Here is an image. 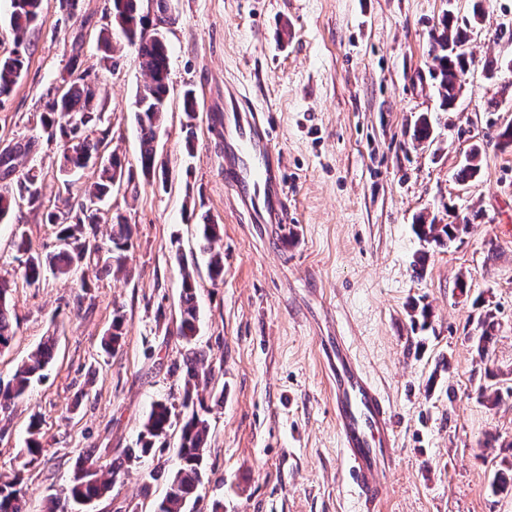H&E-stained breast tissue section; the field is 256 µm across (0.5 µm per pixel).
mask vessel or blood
<instances>
[{"mask_svg": "<svg viewBox=\"0 0 512 512\" xmlns=\"http://www.w3.org/2000/svg\"><path fill=\"white\" fill-rule=\"evenodd\" d=\"M224 146V182L254 224H284L281 156L271 125L239 89L224 92V116L215 128ZM335 393L336 427L349 477L360 498L377 506L393 465L395 424L375 382L352 357L344 336L327 348Z\"/></svg>", "mask_w": 512, "mask_h": 512, "instance_id": "vessel-or-blood-1", "label": "vessel or blood"}]
</instances>
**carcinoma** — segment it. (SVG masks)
<instances>
[{"mask_svg": "<svg viewBox=\"0 0 512 512\" xmlns=\"http://www.w3.org/2000/svg\"><path fill=\"white\" fill-rule=\"evenodd\" d=\"M107 12L111 28L118 30L126 44L135 49L147 81L135 96V120L140 138L139 168L141 175L161 183L167 182V170L158 161L157 136L167 109L169 93V54L164 36L158 31H149L146 16L141 14L140 0H107ZM42 0H11L9 26L16 39L21 40L35 27L41 15ZM442 31L434 38L431 55L434 72L442 91L443 104L451 107L457 100L456 80L469 64L466 54L450 55L445 46L464 44L468 32L454 24L452 13H446L442 20ZM109 28V29H111ZM109 29L100 31L98 40L101 48L113 59ZM26 57L21 53L0 58V97L8 96L23 75ZM64 91L46 101L39 123L46 141L59 145L61 162L59 173L67 178L80 169L91 166L96 169L97 179L82 189L80 200L74 208L75 215L69 216L57 209L44 207L43 195L38 176L32 171L17 169L15 160L32 151V141L14 142L0 149V223L8 220L16 207L26 204L30 209L42 211L44 222L58 226V240L61 244L55 253L42 257L26 237H21L19 250L27 254L24 278L29 284L39 281L45 270L55 275H68L83 266L122 270L126 265L133 236L132 226L120 214L108 215L102 208L104 199L114 187L135 179L132 167L126 166L121 158L108 150L102 138H94L88 132V125L98 110L95 84L97 76L80 71L72 66L61 78ZM197 98L193 91L183 94V110L187 120L188 136H193V121L196 119ZM481 151L474 148L457 172L460 181L473 178L480 170ZM111 225L108 239L98 237L97 227ZM416 234L438 247L462 239L468 233L467 224H416ZM222 227L210 219L202 224L203 250L209 253L208 273L213 281L224 279V257L212 252V244L221 235ZM11 284L0 280V351L10 346L14 336L13 314L10 307ZM198 321L195 286L190 275L183 277L179 335L191 343ZM124 317L117 313L112 319V332L103 340L107 351L120 346ZM494 313L486 310L478 319L481 334L475 337V347L481 364L489 378L496 377L491 367L490 351L493 346ZM53 340H44L29 360L14 373L5 388H0V410L9 408L22 398L34 380L50 362ZM207 354L195 349L188 350L183 359L185 370V396L183 406L191 408L182 421L176 420L172 407L163 401L155 403L143 424L140 433V453L148 455L158 440L165 437L175 424H180L179 464L170 476L169 489L157 504L155 512H187V505L200 484L201 465L208 444L209 424L200 411L205 409L204 401H192L191 391L208 385L209 372L205 362ZM199 408H193V405ZM122 464L114 461L102 468L85 461L81 462L70 484L61 494L49 499L47 512H68L66 505L90 504L103 498L112 486L114 477ZM19 477L0 484V512H25V501L18 488ZM492 487L497 491L512 490V466L498 469L494 473Z\"/></svg>", "mask_w": 512, "mask_h": 512, "instance_id": "cac0c4a2", "label": "carcinoma"}]
</instances>
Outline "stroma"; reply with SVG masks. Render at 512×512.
I'll list each match as a JSON object with an SVG mask.
<instances>
[{"label": "stroma", "mask_w": 512, "mask_h": 512, "mask_svg": "<svg viewBox=\"0 0 512 512\" xmlns=\"http://www.w3.org/2000/svg\"><path fill=\"white\" fill-rule=\"evenodd\" d=\"M105 0H79L66 17L43 0L38 28L16 41L0 0V57L19 51L28 68L0 101V141L36 140L17 166L39 174L47 206L76 200L93 170L64 186L58 145L43 140L39 115L67 72L74 38L80 69L99 77L104 118L96 126L136 163L137 89L145 82L135 50L114 37L115 67L97 44ZM170 94L158 134L167 189L144 178L114 189L108 207L133 229L126 268L98 275L45 274L30 285L16 243L42 252L57 228L39 212L0 223V277L12 285L16 334L0 351V384L45 337L55 340L44 377L0 412V478L24 477L27 512L72 479L80 456L123 463L110 492L89 512H154L178 463L179 431L150 455L138 436L151 406L182 412L188 348L205 351L213 379L196 512H366L341 453L322 348L347 336L396 419V451L379 512H512V492L494 493L495 471L512 462V396L480 402L486 384L471 340L480 312L496 315L498 387L512 386V0H486L471 24L472 0H168ZM470 29L474 63L453 108L431 75L433 35L446 11ZM233 80L265 110L283 158L287 225L251 224L224 184L212 130ZM199 101L186 129L182 95ZM433 141L412 138L420 116ZM477 176L456 174L472 147ZM470 223L439 248L415 235L417 218ZM223 226L214 248L224 279L212 282L201 253L204 219ZM427 253L423 272L413 262ZM197 286L193 342L178 334L183 270ZM469 290L460 293L456 280ZM125 335L102 348L114 314ZM38 420L43 451L25 465L28 425ZM500 445H484L486 433Z\"/></svg>", "instance_id": "stroma-1"}]
</instances>
